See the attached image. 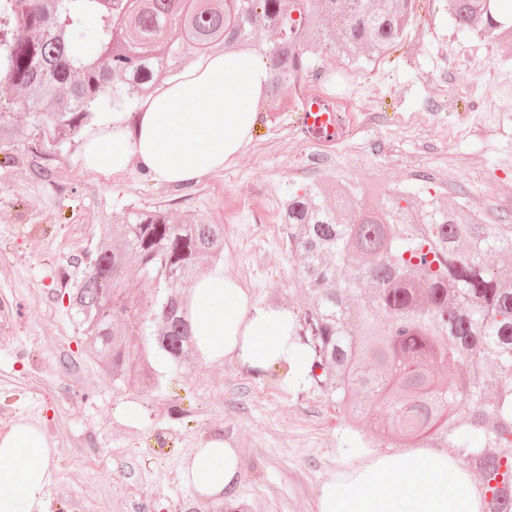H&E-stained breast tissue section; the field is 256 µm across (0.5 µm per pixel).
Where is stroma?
I'll return each mask as SVG.
<instances>
[{
	"label": "stroma",
	"instance_id": "obj_1",
	"mask_svg": "<svg viewBox=\"0 0 512 512\" xmlns=\"http://www.w3.org/2000/svg\"><path fill=\"white\" fill-rule=\"evenodd\" d=\"M328 90L347 95L341 142L301 130V110L264 113L236 160L187 185L136 168L104 176L82 163V137L45 150L25 120L0 143V431L37 421L56 450L49 512H208L181 465L212 439L244 464L243 512H317L332 475L390 451L350 431L328 388L284 385L230 361L168 370L161 390L113 383L90 356L68 284L125 209L207 214L224 227L226 276L261 307L299 312L298 260L279 212L289 191L332 176L442 200L512 227V55L454 27L444 0H415L402 41L374 60L320 55ZM466 85L491 108L432 105Z\"/></svg>",
	"mask_w": 512,
	"mask_h": 512
}]
</instances>
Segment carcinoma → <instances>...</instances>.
<instances>
[{
	"label": "carcinoma",
	"mask_w": 512,
	"mask_h": 512,
	"mask_svg": "<svg viewBox=\"0 0 512 512\" xmlns=\"http://www.w3.org/2000/svg\"><path fill=\"white\" fill-rule=\"evenodd\" d=\"M413 0H4L0 77L24 91L0 102V140L10 109L38 123L54 148L107 108L143 99L159 74L217 47L258 45L270 69L268 98L319 74L314 56L371 59L403 38ZM455 26L512 46L502 0H448ZM92 38L82 36L90 20ZM282 37L273 41L269 34ZM291 191L281 208L288 251L305 256L295 288L308 296L294 332L355 424L379 425L396 448L432 438L479 475L483 512H512V228L462 208L415 206L406 192L335 183ZM224 250V225L204 214L174 220L131 206L88 260L69 302L90 350L112 382L161 387L156 365L192 369L186 290ZM148 292L123 288L132 274ZM372 303L358 299L364 283ZM474 365L461 387L441 369ZM493 366L492 403L484 400ZM320 375V376H322ZM320 376L311 374L315 382ZM466 405L467 428L452 413Z\"/></svg>",
	"instance_id": "cac0c4a2"
}]
</instances>
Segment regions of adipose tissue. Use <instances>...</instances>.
<instances>
[{
  "label": "adipose tissue",
  "mask_w": 512,
  "mask_h": 512,
  "mask_svg": "<svg viewBox=\"0 0 512 512\" xmlns=\"http://www.w3.org/2000/svg\"><path fill=\"white\" fill-rule=\"evenodd\" d=\"M270 78L264 59L206 55L160 85L140 106L134 126L123 113L102 116L83 142L85 165L106 174L137 166L156 184H188L223 169L252 138L255 105ZM198 356L234 360L254 374L278 371L284 384H304L311 362L293 334L288 311L254 305L247 291L214 269L193 291L188 309ZM54 448L19 419L0 433V512H48ZM244 476L237 449L221 439L195 449L182 469L193 492L231 512ZM318 512H479L469 480L441 451L380 455L318 490Z\"/></svg>",
  "instance_id": "1"
}]
</instances>
